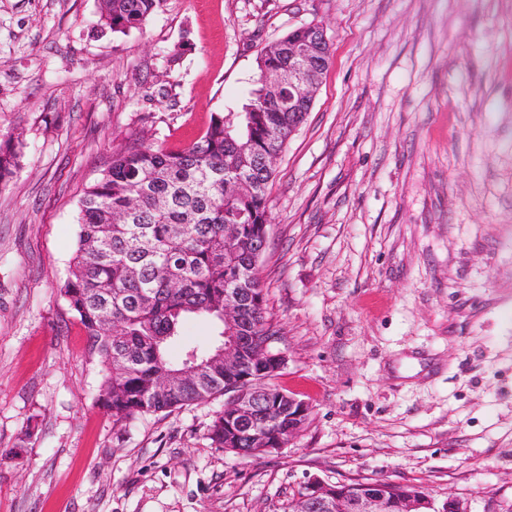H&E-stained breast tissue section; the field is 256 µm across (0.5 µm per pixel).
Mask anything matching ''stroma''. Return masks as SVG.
<instances>
[{"label":"stroma","mask_w":512,"mask_h":512,"mask_svg":"<svg viewBox=\"0 0 512 512\" xmlns=\"http://www.w3.org/2000/svg\"><path fill=\"white\" fill-rule=\"evenodd\" d=\"M98 0H0V512H284L312 478L512 512V0H162L101 31ZM331 45L269 186L259 263L287 447H214L223 396L115 424L60 296L79 201L135 129L169 149L237 111L260 50ZM186 51L176 71L166 55ZM22 143L7 140L0 144V184L12 177L17 169L21 158Z\"/></svg>","instance_id":"1"}]
</instances>
